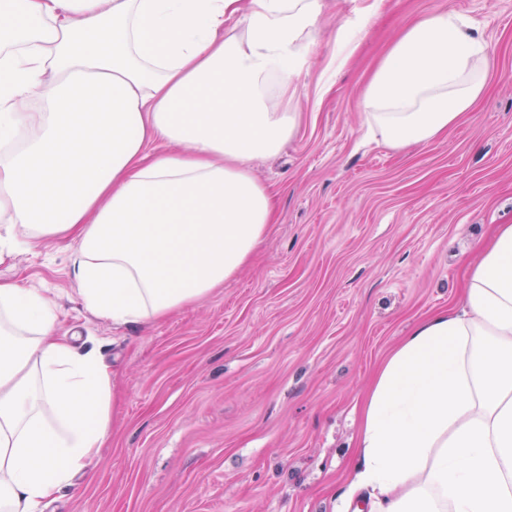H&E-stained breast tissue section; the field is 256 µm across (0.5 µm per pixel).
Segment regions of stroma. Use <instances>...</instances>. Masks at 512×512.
<instances>
[{"mask_svg":"<svg viewBox=\"0 0 512 512\" xmlns=\"http://www.w3.org/2000/svg\"><path fill=\"white\" fill-rule=\"evenodd\" d=\"M367 2L324 0L300 125L253 163L277 220L223 288L118 326L84 308L67 242L0 261V279L47 295L112 372L96 476L43 512H344L376 370L418 321L458 306L479 243L512 224V0H383L332 67L335 33ZM441 7L492 46L487 88L436 141L392 147L369 132L361 94L405 28Z\"/></svg>","mask_w":512,"mask_h":512,"instance_id":"35a3bbf8","label":"stroma"}]
</instances>
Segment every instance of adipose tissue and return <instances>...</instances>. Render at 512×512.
<instances>
[{"mask_svg":"<svg viewBox=\"0 0 512 512\" xmlns=\"http://www.w3.org/2000/svg\"><path fill=\"white\" fill-rule=\"evenodd\" d=\"M322 0H0V252L68 240L85 307L159 320L233 279L275 222L252 162L288 105ZM490 44L449 9L417 18L366 86V122L429 144L486 87ZM41 96L50 110L28 112ZM112 374L52 302L0 281V512L89 474ZM371 512H512V224L467 267L462 308L420 320L363 404L347 494Z\"/></svg>","mask_w":512,"mask_h":512,"instance_id":"ef3b65f1","label":"adipose tissue"}]
</instances>
